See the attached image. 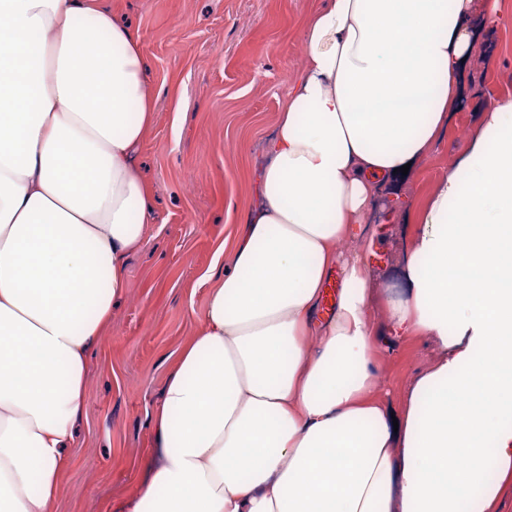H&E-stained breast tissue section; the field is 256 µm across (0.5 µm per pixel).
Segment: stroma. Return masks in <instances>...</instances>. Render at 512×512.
Returning <instances> with one entry per match:
<instances>
[{
    "mask_svg": "<svg viewBox=\"0 0 512 512\" xmlns=\"http://www.w3.org/2000/svg\"><path fill=\"white\" fill-rule=\"evenodd\" d=\"M137 29L155 120L137 162L159 215L128 258L125 296L89 364L73 466L53 512H111L152 456L147 413L161 402L175 354L198 328L203 279L217 247L256 202L252 175L304 62L301 30L323 0H104ZM472 62L470 97L405 180L420 207L465 146L487 95L512 96V25L495 26ZM412 225H368L365 261L377 293L401 292ZM378 372L392 403L436 356L424 336L392 335L377 318Z\"/></svg>",
    "mask_w": 512,
    "mask_h": 512,
    "instance_id": "obj_1",
    "label": "stroma"
}]
</instances>
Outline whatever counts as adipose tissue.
<instances>
[{
	"label": "adipose tissue",
	"mask_w": 512,
	"mask_h": 512,
	"mask_svg": "<svg viewBox=\"0 0 512 512\" xmlns=\"http://www.w3.org/2000/svg\"><path fill=\"white\" fill-rule=\"evenodd\" d=\"M502 0H325L216 254L202 325L150 415L145 481L113 512H501L512 494V96L422 206L395 332L440 355L378 393L365 225L465 100ZM140 37L101 0H0V512H50L88 362L154 223ZM341 271L337 301L323 288Z\"/></svg>",
	"instance_id": "1"
}]
</instances>
